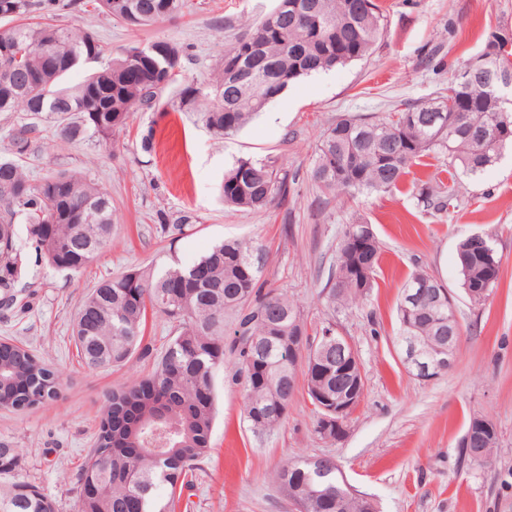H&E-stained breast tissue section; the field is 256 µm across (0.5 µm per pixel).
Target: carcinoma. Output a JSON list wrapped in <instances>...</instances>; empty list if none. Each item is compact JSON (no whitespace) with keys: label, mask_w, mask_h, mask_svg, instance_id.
<instances>
[{"label":"carcinoma","mask_w":512,"mask_h":512,"mask_svg":"<svg viewBox=\"0 0 512 512\" xmlns=\"http://www.w3.org/2000/svg\"><path fill=\"white\" fill-rule=\"evenodd\" d=\"M280 0V16L265 27L246 31L224 48L211 81L182 89L178 107L200 113L218 135L238 131L265 110L268 94L282 93L304 76L329 71L369 56L384 30L375 0ZM91 6L129 27L162 23L180 13L185 0H71ZM35 0H0V19L19 24L0 31V113L24 112L37 118L55 115L56 136L67 143L93 140L112 144L133 112L150 108L176 82L168 69L181 65L184 49L167 39L124 48L109 63L91 71L76 87L63 77L83 61L105 53L88 28L29 22ZM250 70L236 92L227 87L228 68ZM463 94L474 107L440 112L448 99L405 101L378 120L343 115L322 135L312 180L341 198L354 192H387L398 187L408 169L431 153L448 157V166L476 177L496 163L512 143V110L480 78ZM481 130L485 138L472 140ZM37 131L32 123L10 130L11 151L23 155ZM289 192L288 171L275 160H241L224 175L219 193L224 204L262 209L280 204ZM424 208L445 213L458 206L453 188L431 187L419 194ZM25 225L19 243L15 224ZM115 213L108 194L81 174L58 171L35 182L19 161L0 156V288H11L27 272L33 251L49 266L83 271L94 256L92 242L112 238ZM380 246L369 224H347L337 245L335 278L328 301L334 307L358 305L376 284ZM461 287L476 305L485 304L500 280L501 260L489 235L472 234L457 247ZM264 252L253 240H232L180 268L160 273L132 269L104 279L76 308L72 341L91 369L122 368L137 352L147 354V311L165 316L175 337L148 377L130 379L112 390L102 411L93 448L75 474L74 512H172L176 490L191 486L193 471L211 454L215 418V371L227 365L244 393L243 414L250 430L271 433L288 419L296 393L288 359L295 337H304L309 358L327 356L341 363L336 328L328 324L310 338L298 305L288 295L260 283ZM233 316L230 341H224V314ZM398 335L415 334L440 345L448 341V305L429 301L411 310L397 307ZM62 372L50 367L27 345L0 340V409L23 411L54 399ZM354 376L336 381L331 372L306 378L309 397L317 390L353 387ZM462 463L490 468L496 462V427L479 417L469 420ZM106 457L108 468L99 466ZM15 449L0 445V512H56L55 501L12 475ZM296 471H288V466ZM297 512H336V496L345 495L341 512H377L372 498L351 492L336 463L325 457L284 463L276 474Z\"/></svg>","instance_id":"1"}]
</instances>
